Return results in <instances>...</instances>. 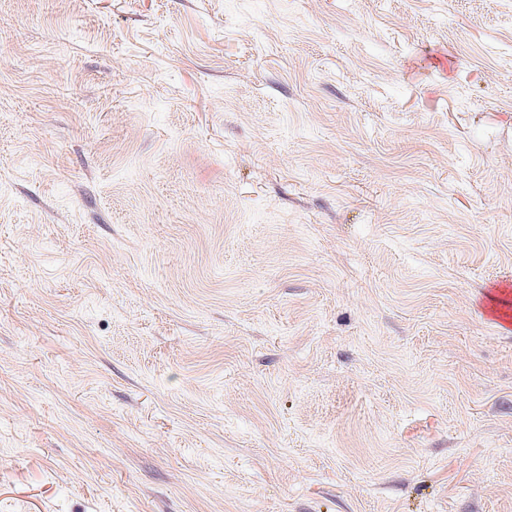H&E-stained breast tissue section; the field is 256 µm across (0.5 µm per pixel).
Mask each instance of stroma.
I'll list each match as a JSON object with an SVG mask.
<instances>
[{
  "label": "stroma",
  "mask_w": 512,
  "mask_h": 512,
  "mask_svg": "<svg viewBox=\"0 0 512 512\" xmlns=\"http://www.w3.org/2000/svg\"><path fill=\"white\" fill-rule=\"evenodd\" d=\"M0 512H512V0H0Z\"/></svg>",
  "instance_id": "1"
}]
</instances>
